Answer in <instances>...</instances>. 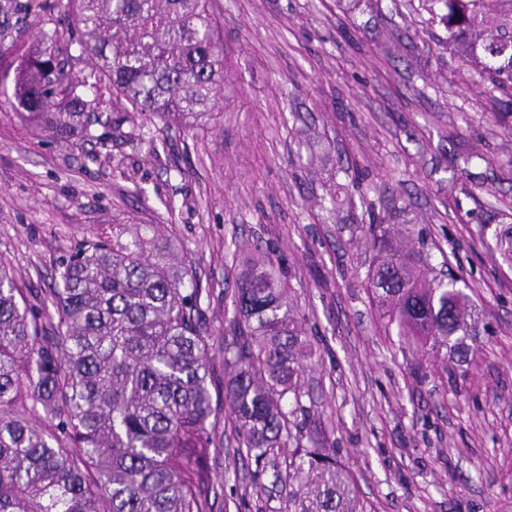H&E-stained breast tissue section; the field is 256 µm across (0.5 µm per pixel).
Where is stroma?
Masks as SVG:
<instances>
[{
	"label": "stroma",
	"instance_id": "obj_1",
	"mask_svg": "<svg viewBox=\"0 0 512 512\" xmlns=\"http://www.w3.org/2000/svg\"><path fill=\"white\" fill-rule=\"evenodd\" d=\"M429 0H217L229 51L222 126L152 124L66 143L0 102V260L48 300L55 270L116 224L161 225L204 284L214 406L224 333L251 252L283 270L316 350L302 433L335 445L372 512H512V136L469 77L502 19L456 43ZM186 165L185 175L175 168ZM173 211H166V203ZM414 224L472 289L489 326L468 374L417 371L385 335L362 227ZM216 512H283L284 458L239 455L215 431Z\"/></svg>",
	"mask_w": 512,
	"mask_h": 512
}]
</instances>
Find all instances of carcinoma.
<instances>
[{
	"label": "carcinoma",
	"instance_id": "obj_1",
	"mask_svg": "<svg viewBox=\"0 0 512 512\" xmlns=\"http://www.w3.org/2000/svg\"><path fill=\"white\" fill-rule=\"evenodd\" d=\"M435 2L451 39L491 12L512 13V0ZM214 5L9 0L0 23L38 43L32 53L0 43L14 114L59 141L95 138L103 112L114 126L138 118L159 134L216 128L227 51ZM483 50L480 82L499 93L493 104L512 107V38ZM81 61L89 72L75 70ZM140 228L79 245L60 262L49 306L0 262V512H214L203 287L188 253L146 248ZM363 237L385 331L440 374H467L481 347L468 285L444 279L421 229L371 224ZM234 303L224 407L240 445L257 461L288 458L284 512H371L336 450L305 440L297 423L314 352L270 258L250 261Z\"/></svg>",
	"mask_w": 512,
	"mask_h": 512
}]
</instances>
